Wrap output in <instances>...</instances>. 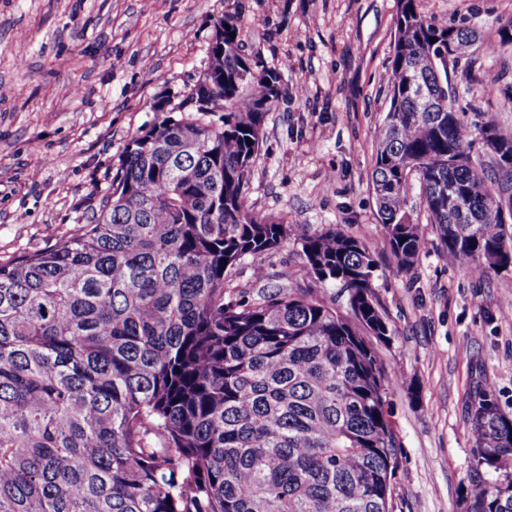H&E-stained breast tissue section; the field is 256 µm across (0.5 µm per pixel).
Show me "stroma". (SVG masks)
I'll return each mask as SVG.
<instances>
[{"mask_svg":"<svg viewBox=\"0 0 512 512\" xmlns=\"http://www.w3.org/2000/svg\"><path fill=\"white\" fill-rule=\"evenodd\" d=\"M399 0H0V259L63 243L89 223L154 100L179 102L207 68L217 21L238 16L241 50L278 70L288 95L269 112L250 178L254 212L374 247L375 293L391 329L379 345L402 445L394 512H465L476 452L466 396L487 382L512 417V271L461 268L418 195L426 245L408 269L384 246L371 186L384 75ZM436 23L497 31L512 0H417ZM455 106L512 132V45L456 72ZM488 88L473 96L472 82ZM65 170L58 180L57 170ZM233 286L306 287L298 249L262 258Z\"/></svg>","mask_w":512,"mask_h":512,"instance_id":"1","label":"stroma"}]
</instances>
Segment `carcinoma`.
<instances>
[{
  "mask_svg": "<svg viewBox=\"0 0 512 512\" xmlns=\"http://www.w3.org/2000/svg\"><path fill=\"white\" fill-rule=\"evenodd\" d=\"M218 24L230 26L213 82L224 111L191 90L175 112L155 101L95 220L0 260V512H394L402 447L373 345L389 336L375 259L334 225L248 206L281 75L244 57L236 16ZM485 51L476 31L400 0L371 185L404 268L423 250L406 211L415 186L462 267L512 265V132L448 103V70ZM488 130L508 155L470 160ZM290 242L314 287L231 288L246 260ZM468 415L466 512H512V418L486 387Z\"/></svg>",
  "mask_w": 512,
  "mask_h": 512,
  "instance_id": "obj_1",
  "label": "carcinoma"
}]
</instances>
